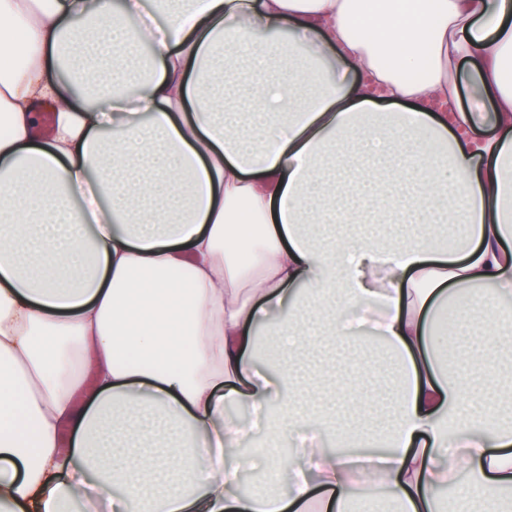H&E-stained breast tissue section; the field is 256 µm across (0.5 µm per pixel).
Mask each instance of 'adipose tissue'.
<instances>
[{"label":"adipose tissue","mask_w":512,"mask_h":512,"mask_svg":"<svg viewBox=\"0 0 512 512\" xmlns=\"http://www.w3.org/2000/svg\"><path fill=\"white\" fill-rule=\"evenodd\" d=\"M156 8L0 0V512H346L363 484L442 512L463 471L458 508L512 512L496 363L438 327L478 299L512 346V0ZM338 220L421 231L315 236ZM301 302L339 345L361 312L394 356L391 430L352 392L336 450L303 439L254 335ZM229 405L279 406L295 455L238 454ZM258 465L288 488L238 495Z\"/></svg>","instance_id":"adipose-tissue-1"}]
</instances>
